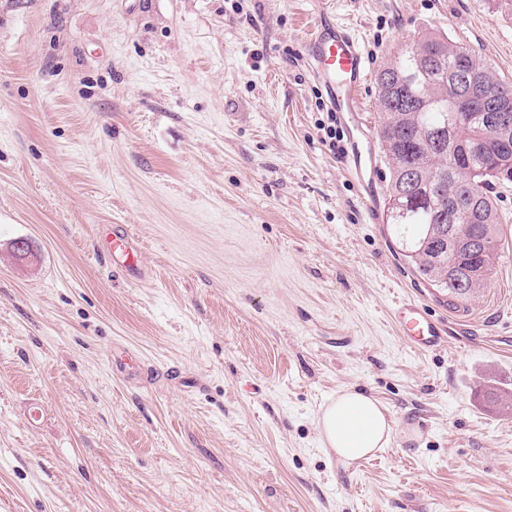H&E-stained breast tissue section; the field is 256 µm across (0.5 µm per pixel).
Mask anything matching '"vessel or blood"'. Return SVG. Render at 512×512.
I'll return each mask as SVG.
<instances>
[{
  "label": "vessel or blood",
  "mask_w": 512,
  "mask_h": 512,
  "mask_svg": "<svg viewBox=\"0 0 512 512\" xmlns=\"http://www.w3.org/2000/svg\"><path fill=\"white\" fill-rule=\"evenodd\" d=\"M309 70L327 93L332 111L348 116L360 111L366 82L370 76L369 55L358 34L348 26L332 21L326 10H319L305 39ZM361 196L368 205H375L378 190L366 178V167L373 165L374 145L370 135L353 140L349 154ZM102 252L122 271L144 275L142 248L127 228L113 225L105 235ZM396 327L405 344L415 352L431 353L444 347L449 337L461 330L449 321L435 317L420 300L402 296L391 310Z\"/></svg>",
  "instance_id": "1"
}]
</instances>
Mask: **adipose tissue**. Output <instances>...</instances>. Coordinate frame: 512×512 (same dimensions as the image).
<instances>
[{"label": "adipose tissue", "instance_id": "ef3b65f1", "mask_svg": "<svg viewBox=\"0 0 512 512\" xmlns=\"http://www.w3.org/2000/svg\"><path fill=\"white\" fill-rule=\"evenodd\" d=\"M317 426L323 447L347 464L388 447L392 439L386 409L354 389L338 391L321 410Z\"/></svg>", "mask_w": 512, "mask_h": 512}]
</instances>
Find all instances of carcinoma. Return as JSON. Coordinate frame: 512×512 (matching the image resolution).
Returning a JSON list of instances; mask_svg holds the SVG:
<instances>
[{"mask_svg":"<svg viewBox=\"0 0 512 512\" xmlns=\"http://www.w3.org/2000/svg\"><path fill=\"white\" fill-rule=\"evenodd\" d=\"M462 74L474 100L459 112L443 108ZM376 82L378 137L390 173L386 220L399 256L430 286L468 301L500 258L498 188L512 184V148L494 139L482 100L512 113V87L441 32L407 43Z\"/></svg>","mask_w":512,"mask_h":512,"instance_id":"carcinoma-1","label":"carcinoma"}]
</instances>
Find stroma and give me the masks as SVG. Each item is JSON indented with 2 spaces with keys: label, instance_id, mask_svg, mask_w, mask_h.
<instances>
[{
  "label": "stroma",
  "instance_id": "stroma-1",
  "mask_svg": "<svg viewBox=\"0 0 512 512\" xmlns=\"http://www.w3.org/2000/svg\"><path fill=\"white\" fill-rule=\"evenodd\" d=\"M329 2L371 72L438 31L512 82L506 0ZM319 8L0 0V512H512V408L487 400L512 396V186L498 264L450 306L323 142ZM407 292L467 335L407 349ZM344 387L394 422L349 466L317 429ZM102 253L112 262V265L122 271L145 276L142 264V248L139 241L127 228L115 224L105 235L102 243Z\"/></svg>",
  "mask_w": 512,
  "mask_h": 512
}]
</instances>
